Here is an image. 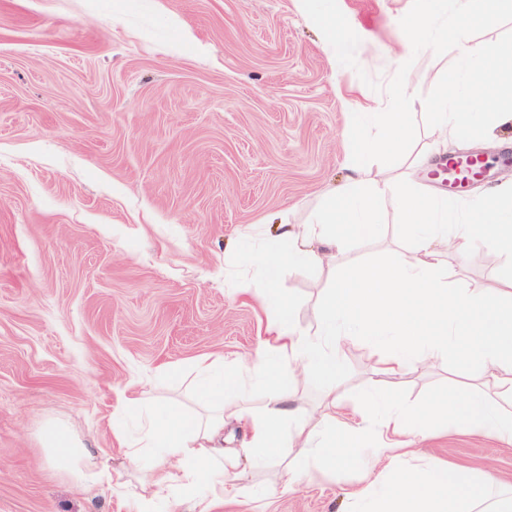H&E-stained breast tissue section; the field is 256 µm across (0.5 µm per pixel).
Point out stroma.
<instances>
[{
	"instance_id": "1",
	"label": "stroma",
	"mask_w": 512,
	"mask_h": 512,
	"mask_svg": "<svg viewBox=\"0 0 512 512\" xmlns=\"http://www.w3.org/2000/svg\"><path fill=\"white\" fill-rule=\"evenodd\" d=\"M412 3L333 0L351 43L336 60L302 0H0V512H128L142 474L112 435L126 390L203 415L195 361L250 363L269 316L241 292L262 285L241 252L269 247L273 224L310 222L323 189L345 182L355 115L388 103L402 63L417 137L371 178L456 206L512 183V123L468 142L426 126L423 97L457 53L409 57L400 21ZM471 151L484 179L444 187L435 163ZM382 225L340 266L405 254L394 198ZM448 265L460 288L495 276L482 249ZM328 286L326 271L284 270L301 332L316 330ZM374 352L361 336L341 347L345 403L367 392ZM467 377L444 358L402 391L420 405ZM50 420L112 483L79 487L50 466ZM421 446L430 461L512 480V446L445 425ZM293 461L284 448L275 465L241 463V494L219 512H348L361 469L292 486Z\"/></svg>"
}]
</instances>
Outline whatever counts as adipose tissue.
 Segmentation results:
<instances>
[{
  "label": "adipose tissue",
  "mask_w": 512,
  "mask_h": 512,
  "mask_svg": "<svg viewBox=\"0 0 512 512\" xmlns=\"http://www.w3.org/2000/svg\"><path fill=\"white\" fill-rule=\"evenodd\" d=\"M368 118L373 133L353 141L349 174L342 185L323 190L315 221L280 224L282 250L250 258L264 282L255 295L275 314L277 345L258 352L249 367L225 368L220 356L198 361L201 395L214 405L208 417L178 412L143 389L127 396V405L141 412L138 438L127 442L120 428L115 436L124 440L132 465L145 454L154 457L133 512H148L154 494L173 486L189 490L186 512H200L198 489H207L215 501L236 494V460L224 454L228 418L249 429L252 467L267 464L280 447L301 455L295 468L300 480L312 478L319 467L364 466L367 482L354 492L350 512H512V486L475 469L425 462L409 441L442 420L512 445V258L500 265L490 288L454 287L447 273L450 252L476 242L495 253L512 246V186L488 189L460 223H451L447 201L369 178L373 158L390 162L407 114L398 103ZM388 196L401 200L409 257L338 268V255L352 242L378 235ZM309 266L334 273L310 335L297 329L293 305L278 288L285 268ZM353 336L368 338L378 350L370 388L350 407L337 398L335 379L341 370L337 350ZM457 355L471 370V384L438 394L423 407L403 399L407 373ZM253 368L270 386L259 412L243 400ZM302 378L321 386L324 403L300 421L292 392Z\"/></svg>",
  "instance_id": "ef3b65f1"
}]
</instances>
